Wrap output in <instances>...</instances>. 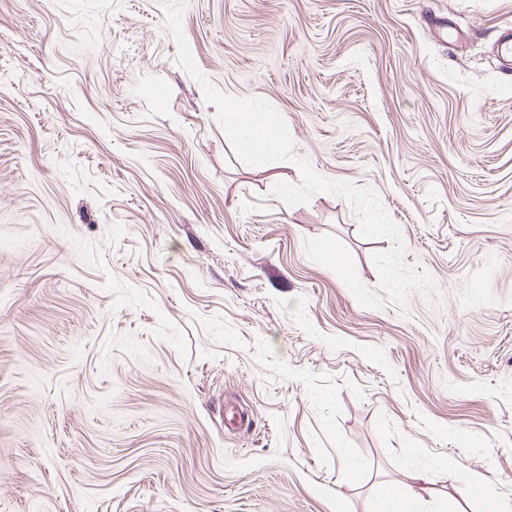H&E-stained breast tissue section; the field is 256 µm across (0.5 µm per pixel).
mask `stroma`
Instances as JSON below:
<instances>
[{
    "label": "stroma",
    "mask_w": 512,
    "mask_h": 512,
    "mask_svg": "<svg viewBox=\"0 0 512 512\" xmlns=\"http://www.w3.org/2000/svg\"><path fill=\"white\" fill-rule=\"evenodd\" d=\"M448 16L465 40L431 25ZM512 0H184L199 69L371 188L391 238L234 154L163 0H0V512H512ZM250 419L235 431L223 409ZM427 492V487L419 485V489L408 486L399 491L396 495L380 501L375 512H419L418 509L405 508V504L420 505L424 499L423 494Z\"/></svg>",
    "instance_id": "stroma-1"
}]
</instances>
